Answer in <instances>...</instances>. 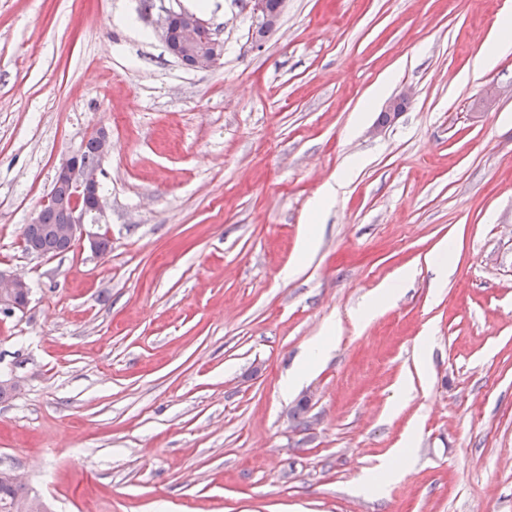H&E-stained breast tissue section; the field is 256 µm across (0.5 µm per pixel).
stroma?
I'll return each mask as SVG.
<instances>
[{
    "mask_svg": "<svg viewBox=\"0 0 512 512\" xmlns=\"http://www.w3.org/2000/svg\"><path fill=\"white\" fill-rule=\"evenodd\" d=\"M153 3L220 64L141 0H0V470L54 512H512V48L479 63L512 0H288L260 48L247 0ZM100 128L111 250L25 252ZM209 24L196 14L173 8L164 9L155 21V32L168 52L184 65L213 67L224 56V42L220 41ZM201 62L205 64L201 65ZM30 288L20 276L7 270H0V309L13 315L26 312L29 305ZM396 292V284H386L382 288H380L376 297L362 312L361 319L363 321H368L371 318H373L377 314V312L382 311L383 309L388 307L393 301Z\"/></svg>",
    "mask_w": 512,
    "mask_h": 512,
    "instance_id": "1",
    "label": "stroma"
}]
</instances>
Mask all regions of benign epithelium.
Segmentation results:
<instances>
[{
	"instance_id": "benign-epithelium-1",
	"label": "benign epithelium",
	"mask_w": 512,
	"mask_h": 512,
	"mask_svg": "<svg viewBox=\"0 0 512 512\" xmlns=\"http://www.w3.org/2000/svg\"><path fill=\"white\" fill-rule=\"evenodd\" d=\"M287 0H279L278 7L269 9L268 0H248L256 30L276 27ZM155 32L168 52L188 66L213 67L224 56V42L207 37L209 24L197 15L179 9H164L155 21ZM101 167L88 168L81 164L80 154L64 159L56 168L52 190L40 203L58 214V223L50 231L60 237L75 240L83 235V227L100 223L105 212V198L99 179ZM28 283L7 270H0V311L13 315L26 312L29 305Z\"/></svg>"
}]
</instances>
